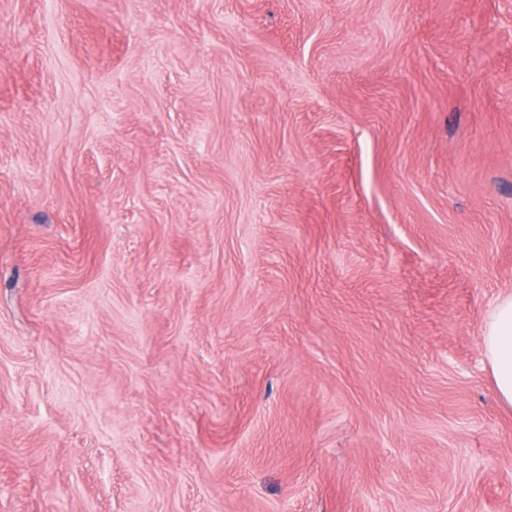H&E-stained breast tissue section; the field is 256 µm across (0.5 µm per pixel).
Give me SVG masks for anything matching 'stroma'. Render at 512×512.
Instances as JSON below:
<instances>
[{
  "label": "stroma",
  "mask_w": 512,
  "mask_h": 512,
  "mask_svg": "<svg viewBox=\"0 0 512 512\" xmlns=\"http://www.w3.org/2000/svg\"><path fill=\"white\" fill-rule=\"evenodd\" d=\"M512 0H0V512H512ZM482 347L499 397L512 406V292L498 296L488 309Z\"/></svg>",
  "instance_id": "1"
}]
</instances>
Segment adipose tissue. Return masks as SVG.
<instances>
[{
    "mask_svg": "<svg viewBox=\"0 0 512 512\" xmlns=\"http://www.w3.org/2000/svg\"><path fill=\"white\" fill-rule=\"evenodd\" d=\"M482 347L499 397L512 406V292L498 296L488 309Z\"/></svg>",
    "mask_w": 512,
    "mask_h": 512,
    "instance_id": "ef3b65f1",
    "label": "adipose tissue"
}]
</instances>
